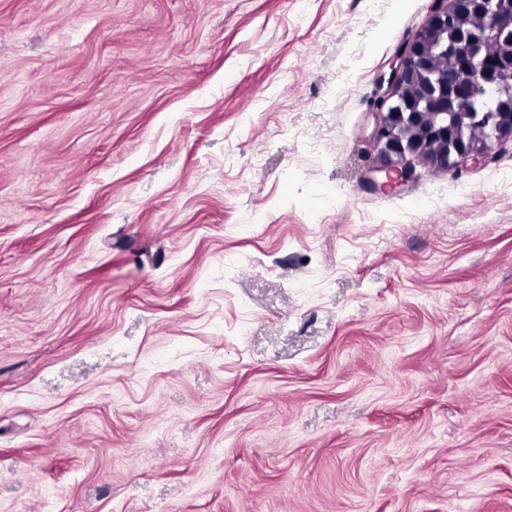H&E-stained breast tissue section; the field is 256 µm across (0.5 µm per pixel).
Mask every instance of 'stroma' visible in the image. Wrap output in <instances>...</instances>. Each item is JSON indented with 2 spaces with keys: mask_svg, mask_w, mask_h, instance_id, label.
Instances as JSON below:
<instances>
[{
  "mask_svg": "<svg viewBox=\"0 0 512 512\" xmlns=\"http://www.w3.org/2000/svg\"><path fill=\"white\" fill-rule=\"evenodd\" d=\"M432 0H0V512H512V140L372 191Z\"/></svg>",
  "mask_w": 512,
  "mask_h": 512,
  "instance_id": "stroma-1",
  "label": "stroma"
}]
</instances>
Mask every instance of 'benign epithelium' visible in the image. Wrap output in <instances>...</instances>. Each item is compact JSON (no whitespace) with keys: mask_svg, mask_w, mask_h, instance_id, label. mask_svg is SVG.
I'll return each instance as SVG.
<instances>
[{"mask_svg":"<svg viewBox=\"0 0 512 512\" xmlns=\"http://www.w3.org/2000/svg\"><path fill=\"white\" fill-rule=\"evenodd\" d=\"M448 67L436 70V53ZM370 185L399 192L432 171L481 165L512 138V0H432L429 18L377 79Z\"/></svg>","mask_w":512,"mask_h":512,"instance_id":"obj_1","label":"benign epithelium"}]
</instances>
